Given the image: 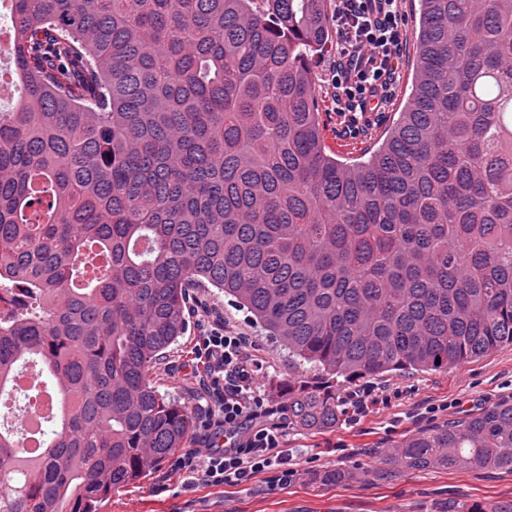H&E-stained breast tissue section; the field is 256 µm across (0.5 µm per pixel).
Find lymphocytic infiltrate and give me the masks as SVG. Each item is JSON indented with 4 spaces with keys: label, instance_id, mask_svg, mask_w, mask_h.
I'll use <instances>...</instances> for the list:
<instances>
[{
    "label": "lymphocytic infiltrate",
    "instance_id": "obj_1",
    "mask_svg": "<svg viewBox=\"0 0 512 512\" xmlns=\"http://www.w3.org/2000/svg\"><path fill=\"white\" fill-rule=\"evenodd\" d=\"M399 2L334 0V112H378L390 100L407 40ZM193 354L215 397L208 416L224 444L208 441L174 456L172 471L183 475L188 490L239 486L268 472L272 488L287 486L297 474L287 450L288 407L261 393L262 358L249 351L246 337L218 319L208 320Z\"/></svg>",
    "mask_w": 512,
    "mask_h": 512
}]
</instances>
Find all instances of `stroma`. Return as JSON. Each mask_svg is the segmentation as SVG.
Returning <instances> with one entry per match:
<instances>
[{"label":"stroma","mask_w":512,"mask_h":512,"mask_svg":"<svg viewBox=\"0 0 512 512\" xmlns=\"http://www.w3.org/2000/svg\"><path fill=\"white\" fill-rule=\"evenodd\" d=\"M415 45L407 43L392 97L384 112L358 118L359 133L344 130L343 117L331 107V71L335 51L322 53L312 64L320 108L323 143L338 159L353 162L380 139L401 111L411 89ZM188 330L151 377L162 392L191 403L195 410L193 437L207 436V412L213 401L195 378L187 353L203 333L205 316L223 319L225 326L248 336L267 371L262 392L281 401V388L293 378L315 379L312 364H296L288 350L274 343L242 310L212 288L194 289ZM387 395L385 405L357 413L352 392ZM339 420L327 431L288 428V449L298 474L283 489L269 490L261 475L237 487L184 490L183 479L162 465L144 481L113 492L101 512H446L449 504L490 508L512 500V472L475 468L454 471L412 470L379 479L368 470L380 466L382 453L418 430L429 429L502 401H512V346L436 372L402 371L360 378L336 389ZM348 472L346 481L323 486L317 476L328 469Z\"/></svg>","instance_id":"35a3bbf8"}]
</instances>
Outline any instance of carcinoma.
Wrapping results in <instances>:
<instances>
[{
	"label": "carcinoma",
	"mask_w": 512,
	"mask_h": 512,
	"mask_svg": "<svg viewBox=\"0 0 512 512\" xmlns=\"http://www.w3.org/2000/svg\"><path fill=\"white\" fill-rule=\"evenodd\" d=\"M1 8L23 94L0 111V385L35 361L58 411L34 454L0 427V512H100L186 447L193 411L149 372L194 288L322 372L285 387L307 431L336 426L338 376L512 345V0H420L408 101L354 164L320 130L326 0ZM383 463L512 471V402Z\"/></svg>",
	"instance_id": "1"
}]
</instances>
